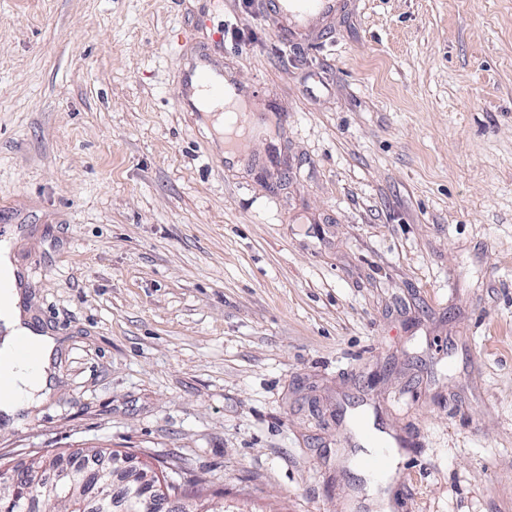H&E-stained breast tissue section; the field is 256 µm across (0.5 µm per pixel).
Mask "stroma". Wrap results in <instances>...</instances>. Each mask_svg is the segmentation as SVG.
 Masks as SVG:
<instances>
[{"label":"stroma","instance_id":"1","mask_svg":"<svg viewBox=\"0 0 512 512\" xmlns=\"http://www.w3.org/2000/svg\"><path fill=\"white\" fill-rule=\"evenodd\" d=\"M0 0V240L61 336L14 465L111 448L225 512H512V0ZM264 109L222 156L200 46ZM343 0H273L280 21V34L290 42L305 38L312 30L336 15ZM216 52L210 48L198 53L195 62L184 76L179 87L178 104L187 111L197 112L194 109L193 97L199 89L206 88L221 98L232 88L235 94L242 92L241 88L232 80L225 77L224 68L216 61Z\"/></svg>","mask_w":512,"mask_h":512}]
</instances>
